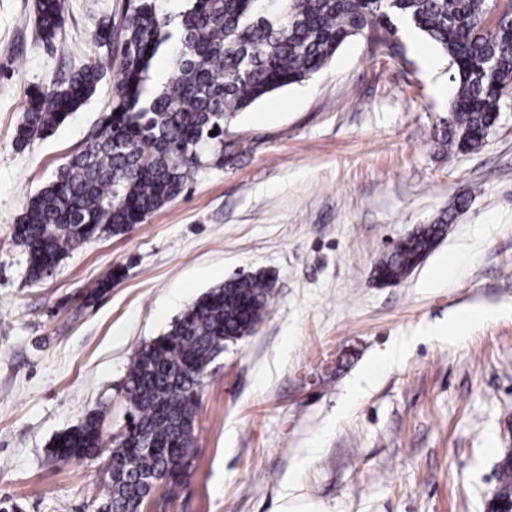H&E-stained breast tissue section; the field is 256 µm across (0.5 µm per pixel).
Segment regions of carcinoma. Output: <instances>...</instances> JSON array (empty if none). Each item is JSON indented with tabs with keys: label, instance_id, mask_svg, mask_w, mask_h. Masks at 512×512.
Returning <instances> with one entry per match:
<instances>
[{
	"label": "carcinoma",
	"instance_id": "cac0c4a2",
	"mask_svg": "<svg viewBox=\"0 0 512 512\" xmlns=\"http://www.w3.org/2000/svg\"><path fill=\"white\" fill-rule=\"evenodd\" d=\"M174 15L156 0H126L119 27L104 23L102 44L119 42V76L109 112L83 148L30 196L11 234L28 255L33 282L69 252L101 235L118 236L177 197L186 183L235 143L224 127L266 94L322 71L352 38L400 45L398 23L433 42L449 62L453 94L439 143L459 152L483 146L512 99V0H184ZM62 0H36L48 41L62 27ZM162 54L170 75L157 87ZM107 70L86 63L47 92L29 94L16 143L50 133L96 93ZM216 135H211V132ZM449 215L415 230L375 272L397 281L445 238ZM262 271L237 275L198 297L167 331L134 353L123 390L128 429L111 441L105 512H137L148 476L175 480L194 456V420L210 366L229 342L250 335L271 303ZM102 411L58 435L61 461L87 459L105 444ZM497 499L512 501V463L499 465Z\"/></svg>",
	"mask_w": 512,
	"mask_h": 512
}]
</instances>
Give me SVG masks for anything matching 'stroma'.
<instances>
[{
    "label": "stroma",
    "instance_id": "35a3bbf8",
    "mask_svg": "<svg viewBox=\"0 0 512 512\" xmlns=\"http://www.w3.org/2000/svg\"><path fill=\"white\" fill-rule=\"evenodd\" d=\"M62 4L64 52L38 33L36 0H0V512H100L107 450L63 462L51 441L95 409L105 433L120 430L135 350L257 270L273 275L269 312L211 365L193 464L163 489L165 512H278L286 499L486 512L512 449V105L483 147L438 146L446 58L422 35L395 58L352 39L321 74L238 113L224 130L235 151L145 223L84 243L35 283L11 229L99 126L117 70L95 31L120 23L125 0ZM90 59L107 69L96 95L17 146L29 92ZM449 210L408 278L374 282L398 240ZM111 269V290L92 296Z\"/></svg>",
    "mask_w": 512,
    "mask_h": 512
}]
</instances>
